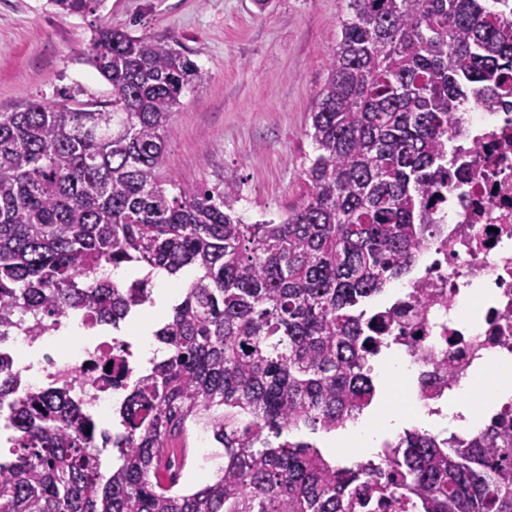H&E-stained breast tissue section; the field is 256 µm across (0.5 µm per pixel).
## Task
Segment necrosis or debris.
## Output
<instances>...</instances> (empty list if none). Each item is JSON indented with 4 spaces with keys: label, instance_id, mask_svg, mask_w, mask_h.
I'll list each match as a JSON object with an SVG mask.
<instances>
[{
    "label": "necrosis or debris",
    "instance_id": "necrosis-or-debris-1",
    "mask_svg": "<svg viewBox=\"0 0 512 512\" xmlns=\"http://www.w3.org/2000/svg\"><path fill=\"white\" fill-rule=\"evenodd\" d=\"M461 126L462 187L434 201L427 247L367 314L381 326L377 350L391 351L405 374L412 408L431 416L462 384L491 372L492 358L512 361V103L474 105ZM29 343L26 336L0 341L21 388L45 391L68 380L71 398L97 417L118 403L137 371L122 338L101 336L76 357L35 364L17 358ZM109 359L114 373L106 384L101 368Z\"/></svg>",
    "mask_w": 512,
    "mask_h": 512
}]
</instances>
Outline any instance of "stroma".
<instances>
[{"mask_svg":"<svg viewBox=\"0 0 512 512\" xmlns=\"http://www.w3.org/2000/svg\"><path fill=\"white\" fill-rule=\"evenodd\" d=\"M348 0H105L67 16L47 0H0V112L33 101L105 108L111 86L85 58L99 23L179 44L205 78L166 130L163 179L238 186L245 222L308 196L310 113Z\"/></svg>","mask_w":512,"mask_h":512,"instance_id":"obj_1","label":"stroma"}]
</instances>
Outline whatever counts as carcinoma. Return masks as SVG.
<instances>
[{
  "label": "carcinoma",
  "instance_id": "cac0c4a2",
  "mask_svg": "<svg viewBox=\"0 0 512 512\" xmlns=\"http://www.w3.org/2000/svg\"><path fill=\"white\" fill-rule=\"evenodd\" d=\"M67 15L103 0H48ZM306 131V203L245 223L239 190L160 177L165 132L204 74L185 51L103 24L87 62L112 110L31 101L0 112V337L87 312L120 328L151 301L102 263L197 272L154 339L167 356L126 384L103 469L91 419L22 393L0 357V512H350L407 491L418 512H512V419L439 442L404 431L386 462L345 464L298 438L371 404L363 312L427 242L453 178L452 132L471 103L512 98V0H349ZM202 426L221 448L209 483L179 488L163 455Z\"/></svg>",
  "mask_w": 512,
  "mask_h": 512
}]
</instances>
